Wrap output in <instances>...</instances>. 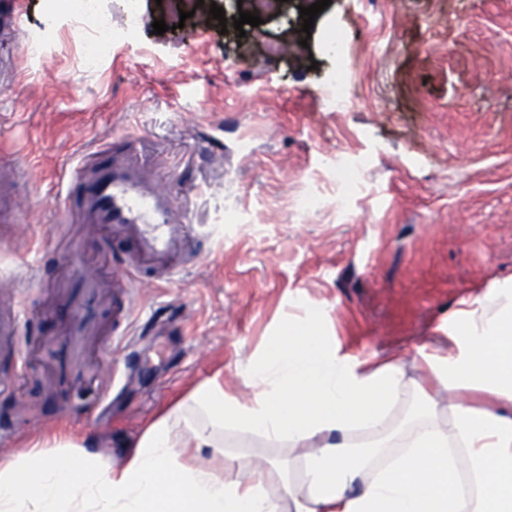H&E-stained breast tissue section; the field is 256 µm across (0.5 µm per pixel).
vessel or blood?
Listing matches in <instances>:
<instances>
[{
  "instance_id": "1",
  "label": "vessel or blood",
  "mask_w": 512,
  "mask_h": 512,
  "mask_svg": "<svg viewBox=\"0 0 512 512\" xmlns=\"http://www.w3.org/2000/svg\"><path fill=\"white\" fill-rule=\"evenodd\" d=\"M58 207L62 215H77L82 224L102 240L122 239L127 252L115 255L117 272L104 285L93 272L75 276L74 292L64 299L67 313L64 340L81 347L93 332V322L104 290L114 297V318L121 335L131 326L133 292L144 273L170 279L176 264L188 251L192 226L178 216L176 195L151 177L144 163L130 154L101 149L96 159L78 158L58 176ZM17 169L0 168V221L22 223Z\"/></svg>"
}]
</instances>
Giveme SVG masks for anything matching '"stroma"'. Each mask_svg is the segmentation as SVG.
Listing matches in <instances>:
<instances>
[{
	"mask_svg": "<svg viewBox=\"0 0 512 512\" xmlns=\"http://www.w3.org/2000/svg\"><path fill=\"white\" fill-rule=\"evenodd\" d=\"M19 7L23 37L46 45L0 84V165L24 161L31 204L25 225L0 223V306L23 308L0 348L1 458L66 430L120 462L203 380L248 400L237 365L289 318L313 316L343 353L375 361L428 345L460 300L512 281V0H331L307 35L294 11L242 32L190 17L157 35L168 7L140 0L137 40L95 65L64 13ZM336 26L356 61L344 112L321 97ZM124 133L186 219L218 233L171 282L138 288L128 351L107 311L70 363L58 306L76 269L49 237L65 232L107 280L112 255L63 224L53 176ZM213 137L223 155H201ZM359 157V193L336 200L337 162ZM305 190L325 208L287 207ZM34 266L51 289L29 284Z\"/></svg>",
	"mask_w": 512,
	"mask_h": 512,
	"instance_id": "35a3bbf8",
	"label": "stroma"
}]
</instances>
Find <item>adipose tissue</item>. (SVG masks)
Returning <instances> with one entry per match:
<instances>
[{
	"label": "adipose tissue",
	"mask_w": 512,
	"mask_h": 512,
	"mask_svg": "<svg viewBox=\"0 0 512 512\" xmlns=\"http://www.w3.org/2000/svg\"><path fill=\"white\" fill-rule=\"evenodd\" d=\"M417 354L415 379L402 357L355 362L315 321L289 320L239 365L248 401L201 382L116 464L67 435L36 439L0 459V512H512V286L477 291L447 350ZM256 441L306 454L252 465Z\"/></svg>",
	"instance_id": "obj_1"
}]
</instances>
